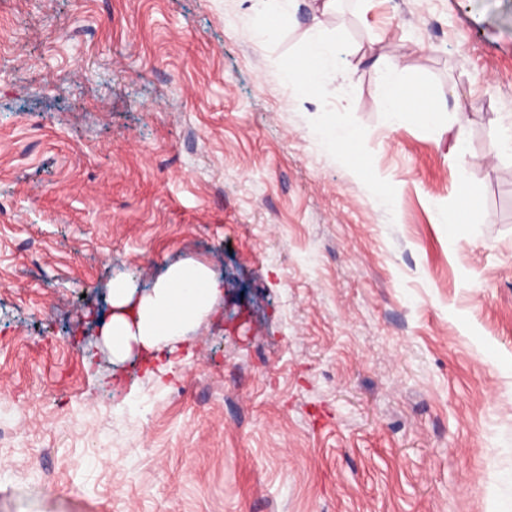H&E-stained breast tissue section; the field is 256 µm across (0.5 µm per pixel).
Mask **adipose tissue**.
Instances as JSON below:
<instances>
[{"instance_id": "ef3b65f1", "label": "adipose tissue", "mask_w": 512, "mask_h": 512, "mask_svg": "<svg viewBox=\"0 0 512 512\" xmlns=\"http://www.w3.org/2000/svg\"><path fill=\"white\" fill-rule=\"evenodd\" d=\"M258 22L262 41L276 35L270 15L290 16L300 7L327 15L336 0H249ZM335 38L322 27L312 26L301 59L281 71L283 81L301 97H309L323 80L337 79ZM373 66L381 86V101L392 123L413 115L427 126L442 123L444 108L437 103L423 104L419 89L397 83L390 66L375 60ZM224 293V284L207 265L187 260L169 267L146 291H137L131 278L119 276L110 286L112 312L101 327L103 343L114 359L122 361L139 354L150 358L153 371L173 374L178 359L175 340L189 336Z\"/></svg>"}]
</instances>
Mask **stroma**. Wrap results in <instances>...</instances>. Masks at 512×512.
<instances>
[{"mask_svg": "<svg viewBox=\"0 0 512 512\" xmlns=\"http://www.w3.org/2000/svg\"><path fill=\"white\" fill-rule=\"evenodd\" d=\"M272 23L0 0V512H512V0H338L310 99V18ZM376 56L444 128L392 124ZM189 259L224 296L160 383L90 315ZM336 58V38L316 24L308 30L302 58L282 69V80L302 98L309 97L323 80H337ZM317 128L324 135L326 146L332 150H339L349 156L356 155L359 133L352 128L336 129V124L331 118V113L320 112Z\"/></svg>", "mask_w": 512, "mask_h": 512, "instance_id": "1", "label": "stroma"}]
</instances>
